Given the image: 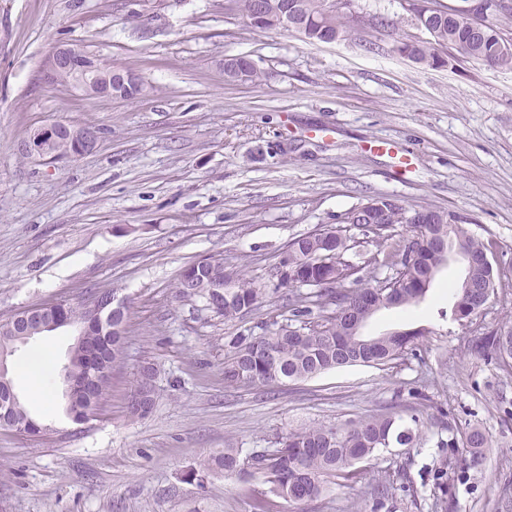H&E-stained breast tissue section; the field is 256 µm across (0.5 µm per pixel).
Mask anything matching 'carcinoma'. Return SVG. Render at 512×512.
I'll use <instances>...</instances> for the list:
<instances>
[{"label": "carcinoma", "mask_w": 512, "mask_h": 512, "mask_svg": "<svg viewBox=\"0 0 512 512\" xmlns=\"http://www.w3.org/2000/svg\"><path fill=\"white\" fill-rule=\"evenodd\" d=\"M281 3L268 17L264 30H286L298 34L309 44L322 43L334 37L346 40L361 27L354 19L329 5L328 0H273ZM298 4L300 24L285 26L279 16L281 7ZM491 14L480 33H474L467 22L450 7L439 11L423 22L430 33L429 45L398 39L394 51L408 54L418 62L430 66L444 63L442 49L454 50L464 58L493 68L512 70V38L504 42V27L512 25V8L498 6L487 0ZM236 65L224 69L229 82H255L260 73L245 56L235 58ZM362 207L374 212L376 226L364 227L365 244L377 248L383 258L372 256L357 261L346 258L349 243H338L336 253L324 248L323 237L332 229L302 235L288 244V282L281 287L288 290V305L298 325L284 323L277 329L261 335L241 332L230 341L231 354L224 361V381L235 386H254L316 377L323 372L352 365H384L400 358L423 333L419 330H393L376 336H366L356 330L358 322H368L376 313L386 309L385 301L394 300L397 307H409L422 300L435 275L433 268L442 263L433 237L442 236L453 242L464 265V276L456 285L453 304L454 320L460 314L477 316L488 300L498 294L500 273L496 267L464 261V258L484 256L487 245L460 224L450 214L431 208L423 209L436 218L434 224H417L412 216L418 210L397 201L379 197ZM404 228L393 233L395 227ZM377 263L389 270L382 279L371 282L359 273L362 266ZM216 277L224 280V307L218 313L230 321L261 307L269 295V288L253 278L237 272H227L224 261L215 266ZM319 281L321 288L302 291L301 282ZM352 287L347 288V281ZM112 324L121 327V335L112 336V345L106 349L105 362L87 368L77 357L73 370L79 375L94 373L115 365L124 354L127 331V310L112 315ZM17 330L9 320L0 322V350L17 346ZM475 352L493 355L504 366L512 360V324L482 334L475 344ZM110 388V377L98 380L92 389L79 396V405L93 412L105 399ZM132 397L140 398L137 406H129L132 417H143L154 406V389L138 380ZM414 431L396 420L392 413L367 415L346 426H309L289 432L276 441L274 448L253 450L242 455V449L232 445L212 454L203 463L206 472H222L227 478L244 472L263 478L268 492L292 503H304L321 497L332 480H351L358 474L356 465L381 449L392 445L407 446L413 441ZM487 437L472 429L453 438L448 444L468 449L465 465L477 468L482 463V448Z\"/></svg>", "instance_id": "1"}]
</instances>
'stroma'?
<instances>
[{"label": "stroma", "mask_w": 512, "mask_h": 512, "mask_svg": "<svg viewBox=\"0 0 512 512\" xmlns=\"http://www.w3.org/2000/svg\"><path fill=\"white\" fill-rule=\"evenodd\" d=\"M224 4L0 0V321L104 290L129 317L109 393L81 424L61 411L71 331L17 347L15 390L48 430L0 427V512H256L261 479L214 472L200 485L192 468L230 444L248 453L291 431L386 412L412 423L410 445L381 449L360 479L321 499H278L269 512H512V371L471 351L479 333L512 321V70L392 53L394 37L430 39L408 0H349L353 15L393 20L395 30L315 45L250 28ZM62 44L135 71L148 92L119 99L44 85L41 67ZM232 56L253 60L260 80L226 81ZM56 123L99 129L95 149L53 163L22 153L35 130ZM375 197L458 216L493 253L498 295L472 324L455 321L464 270L449 262L423 301L366 324L368 335L427 329L394 363L227 386L230 338L289 319L286 292L228 322L178 295L180 272L216 256L269 281L291 240L340 228ZM44 346L47 406L20 370ZM148 363L154 407L133 419L128 398ZM474 428L490 446L466 470L461 448L444 441ZM378 483L391 489L381 509L370 494Z\"/></svg>", "instance_id": "obj_1"}]
</instances>
